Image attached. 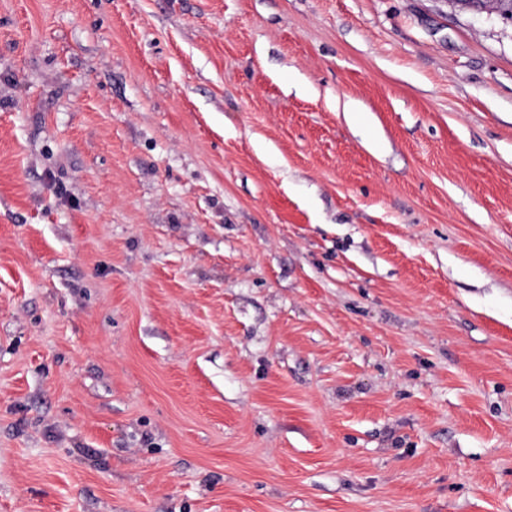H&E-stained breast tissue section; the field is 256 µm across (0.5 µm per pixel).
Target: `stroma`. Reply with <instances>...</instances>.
<instances>
[{
    "label": "stroma",
    "instance_id": "stroma-1",
    "mask_svg": "<svg viewBox=\"0 0 512 512\" xmlns=\"http://www.w3.org/2000/svg\"><path fill=\"white\" fill-rule=\"evenodd\" d=\"M0 512H512V23L0 0Z\"/></svg>",
    "mask_w": 512,
    "mask_h": 512
}]
</instances>
